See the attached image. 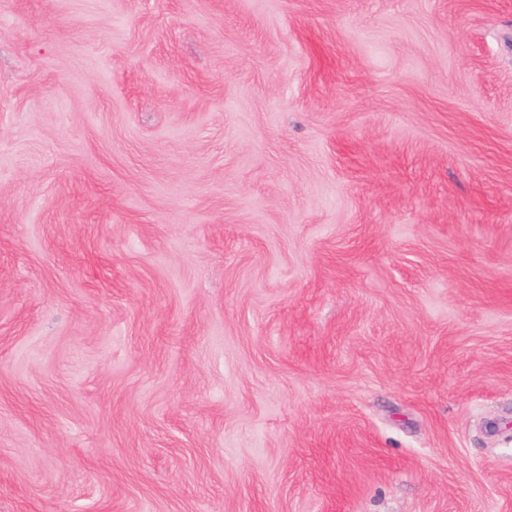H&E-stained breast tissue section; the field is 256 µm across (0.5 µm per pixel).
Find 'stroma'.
<instances>
[{
  "mask_svg": "<svg viewBox=\"0 0 512 512\" xmlns=\"http://www.w3.org/2000/svg\"><path fill=\"white\" fill-rule=\"evenodd\" d=\"M0 512H512V0H0Z\"/></svg>",
  "mask_w": 512,
  "mask_h": 512,
  "instance_id": "stroma-1",
  "label": "stroma"
}]
</instances>
